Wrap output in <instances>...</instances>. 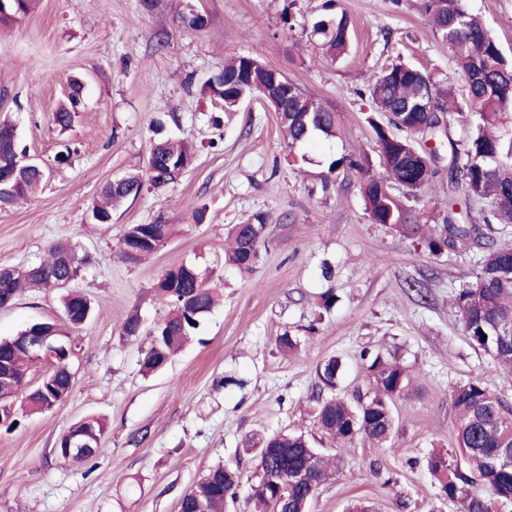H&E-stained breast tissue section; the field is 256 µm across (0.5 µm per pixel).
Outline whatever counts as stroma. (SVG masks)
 Here are the masks:
<instances>
[{
	"label": "stroma",
	"instance_id": "stroma-1",
	"mask_svg": "<svg viewBox=\"0 0 512 512\" xmlns=\"http://www.w3.org/2000/svg\"><path fill=\"white\" fill-rule=\"evenodd\" d=\"M323 0H36L18 21L0 24V119L15 124L28 155L50 164L49 181L29 199L0 210V266L19 267L70 242L91 258L77 290L95 313L73 329L75 374L67 399L53 410L0 430V512H177L188 489L217 463L245 479L229 512H255L254 460L242 443L272 433L305 435L336 467L310 512H346L365 500L378 512H459L440 496L426 456L451 447L454 386L481 381L512 408V381L475 348L452 309L455 293L472 283L482 244L430 254L421 244L372 223L356 177L339 174L322 191L323 161L379 153L359 95L374 74L401 61L462 86L447 45L434 34L422 0H337L353 25L349 54L320 62L307 27ZM192 4L208 24L183 27ZM489 35L512 60V0H467ZM167 45L157 49L156 36ZM252 56L283 72L335 112L338 135L289 148L277 115L261 98L232 113L202 93L227 59ZM84 84L80 114L59 133L52 114L72 80ZM193 143L198 156L174 185L145 188L108 224L90 208L114 178L141 171L156 123ZM71 155L55 162L63 149ZM206 206L204 223L192 210ZM266 219L265 243L252 272L224 262L231 225ZM174 225L161 252L136 264L120 256L126 225L155 220ZM193 263L212 269L220 301L194 341L168 366L144 374L143 339L122 336L138 312L153 327L169 311L153 285L168 268ZM333 276L324 279L322 269ZM334 288L336 304L321 313L319 295ZM58 292L25 291L0 308V337L32 322L61 321ZM296 336V352L276 339ZM397 354L419 388L396 400L395 425L382 447L357 441L337 447L313 414L316 368L342 359L341 395H371L360 354ZM98 415L106 432L96 456L68 463L58 439L78 420Z\"/></svg>",
	"mask_w": 512,
	"mask_h": 512
}]
</instances>
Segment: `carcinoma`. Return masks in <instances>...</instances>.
Masks as SVG:
<instances>
[{
    "label": "carcinoma",
    "instance_id": "carcinoma-1",
    "mask_svg": "<svg viewBox=\"0 0 512 512\" xmlns=\"http://www.w3.org/2000/svg\"><path fill=\"white\" fill-rule=\"evenodd\" d=\"M34 0H12L8 24L27 15ZM335 0H326V13L310 23V37L321 47V59L336 61L348 50L351 32L346 14L333 13ZM422 12L433 32L448 45L456 70L467 79L460 93L453 85L434 74L393 61L368 82L367 93L373 111L385 115L388 125L368 118L376 135L382 172L373 173L364 162L351 155L330 160L327 170L319 173L323 190L336 181L339 171L359 174V188L370 220L384 224L404 237L424 241L429 253L457 251L472 240L489 236L490 224L512 223V135L500 127L502 115L512 108V60H508L483 24L471 14L464 0H423ZM273 68L258 58L247 62L237 56L224 63V69L209 78L203 91L222 100V108L231 112L240 106L239 97L253 96V90L265 85ZM293 95L281 111H276L281 131L290 147L308 141L313 135L336 136L335 113L328 111L312 96L289 82ZM83 86L70 84L68 103L54 114L59 131L70 130L79 114ZM469 112L473 124L461 138L451 143L448 164V190L461 191L465 198L486 202L489 216L479 224L469 215L452 210L435 229L420 223L422 213L392 194L395 186L403 188L413 200L432 188L439 170L437 152L417 147L415 137L440 138L455 120V115ZM26 156L20 148L16 128L0 123V176L14 171L15 160ZM195 146L175 138L152 142L148 151L151 162H171L162 173L153 176L145 170L124 175L121 185L106 184L91 209L94 224L112 223V211L130 196H137L144 186L161 189L180 180L194 164ZM49 167L19 170L18 179L8 190L0 191V209L35 193L47 180ZM265 217L255 216L252 224L231 226L232 247L225 262L242 273L252 271L264 243ZM172 236V225L160 222L129 224L122 241L121 258L136 263L165 248ZM90 263L70 243L50 247L49 257L27 266L0 268V307L12 304L18 292L27 288H64L82 278ZM212 271L181 263L160 276L154 290L170 307L162 322L150 332V341L142 360V370H163L187 344L201 321L216 303L214 289L208 286ZM457 313L464 332L477 348L490 354L494 370L512 379V248L487 245L475 281L459 290L455 297ZM67 323L85 324L93 315L94 305L86 295L67 290L62 297ZM56 337L61 345L55 362L49 364L36 381L29 379L31 368L39 359L22 345V337L33 331ZM121 334L138 337L142 321L138 314L125 317ZM76 349L53 322L30 323L16 335L0 339V399L21 398L28 414H38L55 407L56 400L70 393L74 374L70 360ZM364 368L374 384V395L365 402L352 404L332 393L318 396L315 419L321 431L341 447L355 444L362 437L383 445L391 437L395 418V399L412 387L407 367L396 355L380 351L361 354ZM342 360L331 357L317 369L320 390L340 384ZM451 405L456 421V438L448 450L437 451L426 459V466L438 481L440 495L461 504L463 512H504L512 506V462L499 456L512 448V409L493 395L483 383L472 380L451 391ZM106 431L102 419L85 417L72 424L61 436L56 448L59 458L73 463L91 459L95 450L66 448V437L84 442H99ZM244 448L254 454L252 500L256 512L282 509L286 498L288 512H308L318 488L334 475L320 449L303 434H274L245 441ZM242 481L241 472L219 463L180 498L179 512H224L227 501L235 500Z\"/></svg>",
    "mask_w": 512,
    "mask_h": 512
}]
</instances>
